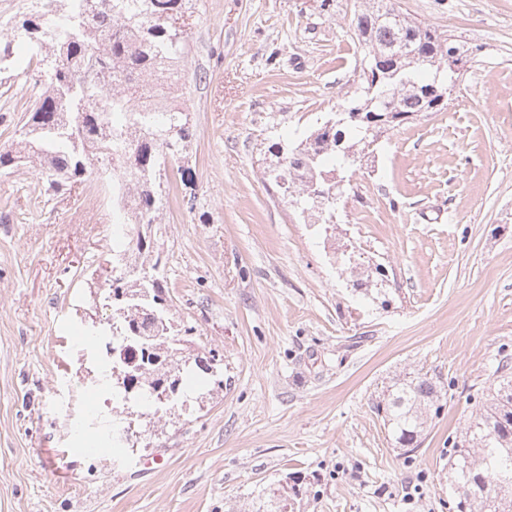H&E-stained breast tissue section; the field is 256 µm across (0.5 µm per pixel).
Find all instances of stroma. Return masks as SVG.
I'll use <instances>...</instances> for the list:
<instances>
[{"mask_svg":"<svg viewBox=\"0 0 512 512\" xmlns=\"http://www.w3.org/2000/svg\"><path fill=\"white\" fill-rule=\"evenodd\" d=\"M473 47L448 105L382 134L344 170L335 224H311L263 172L361 93L364 0H194L184 66L193 136L152 236L175 325L214 374L154 433L127 434L101 380L112 207L96 175L47 195L0 170V512H449L451 440L512 372V0H399ZM0 0V144L19 140L40 70ZM419 370L448 387L411 460L375 413ZM101 450L89 452V442ZM153 461L144 469V461Z\"/></svg>","mask_w":512,"mask_h":512,"instance_id":"stroma-1","label":"stroma"}]
</instances>
